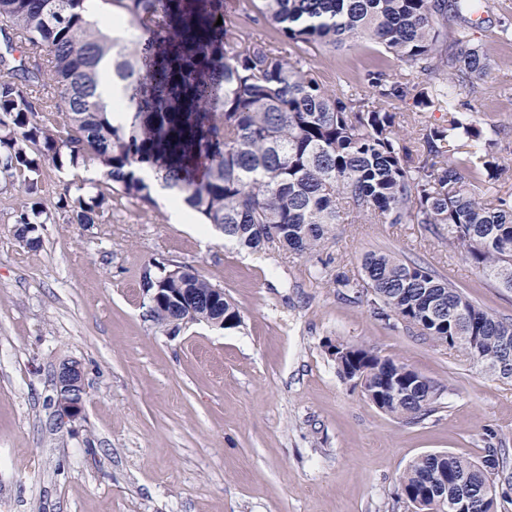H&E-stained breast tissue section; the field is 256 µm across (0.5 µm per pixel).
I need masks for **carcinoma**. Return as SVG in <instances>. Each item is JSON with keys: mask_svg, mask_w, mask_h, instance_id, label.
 Returning <instances> with one entry per match:
<instances>
[{"mask_svg": "<svg viewBox=\"0 0 512 512\" xmlns=\"http://www.w3.org/2000/svg\"><path fill=\"white\" fill-rule=\"evenodd\" d=\"M487 0H0L6 48L31 63L18 67L0 52V181L23 201L17 237L40 242L41 163L92 161L110 187L94 196L76 186L61 198L73 224H97L112 193L152 202L139 176L154 178L205 224L250 249L270 244L299 255L319 248L340 223V201L360 220L421 224L499 287L512 290V195L484 198L508 172L475 112H457L448 88L472 93L491 75V62L471 44V15ZM257 13L301 56L291 62L259 42L242 45L239 14ZM114 13L120 37L95 16ZM460 19L453 58L442 55L448 13ZM222 24H217V20ZM382 46L422 79L375 72L378 100L324 85L306 64L320 47ZM112 81L132 86L128 126L112 123L97 99L100 63ZM411 98L426 112L448 106V125L420 129L413 149L401 137L396 102ZM336 287L372 296L374 316L418 329L458 352L486 375L512 382V321L499 319L426 266L371 251L359 268L339 272ZM144 288H191L200 297L214 285L192 268L175 272L163 261L146 267ZM189 316L152 305L154 321L176 329L215 315L204 305ZM344 380L376 408L408 423L434 411L440 386L405 363L364 344L333 346ZM512 484L506 449L479 460L431 453L412 462L401 495L413 512H446L437 489L468 503L467 512H497L499 484Z\"/></svg>", "mask_w": 512, "mask_h": 512, "instance_id": "cac0c4a2", "label": "carcinoma"}]
</instances>
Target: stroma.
<instances>
[{
    "label": "stroma",
    "instance_id": "obj_1",
    "mask_svg": "<svg viewBox=\"0 0 512 512\" xmlns=\"http://www.w3.org/2000/svg\"><path fill=\"white\" fill-rule=\"evenodd\" d=\"M499 3L489 0L473 29L494 70L467 101L496 127L512 168V43L498 38ZM310 64L328 87L370 99L372 71L408 70L370 45L322 48ZM104 181L92 163L43 166L48 221L35 247L16 236L19 193L0 188V512H411L400 477L416 457L512 451V382L378 319L332 283L364 253L390 251L512 319V290L479 274L447 236L347 217L310 255L251 251L218 230L172 223L157 189L153 203L116 194L100 223H69L58 204L67 184ZM156 259L223 288L240 326L158 328L142 290ZM336 341L441 385L437 410L409 424L376 408L339 377ZM66 362L82 369L84 408L59 428Z\"/></svg>",
    "mask_w": 512,
    "mask_h": 512
}]
</instances>
